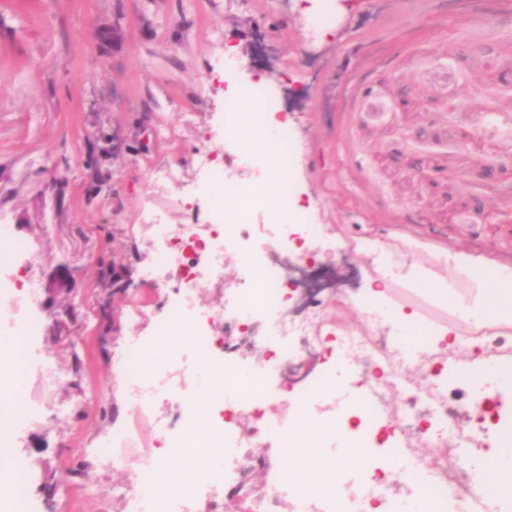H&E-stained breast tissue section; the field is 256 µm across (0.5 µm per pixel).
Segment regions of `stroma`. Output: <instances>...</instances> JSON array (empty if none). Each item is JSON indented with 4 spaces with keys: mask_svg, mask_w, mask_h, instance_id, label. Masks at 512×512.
Instances as JSON below:
<instances>
[{
    "mask_svg": "<svg viewBox=\"0 0 512 512\" xmlns=\"http://www.w3.org/2000/svg\"><path fill=\"white\" fill-rule=\"evenodd\" d=\"M319 3L310 17L301 0H0V218L35 243L41 285L57 267L70 273L69 290L37 307V345L67 376L16 387L17 405H39L15 447L34 471L25 494L37 512H71L64 490L72 512H98L85 489L111 484L81 450L134 420L110 357L132 313L156 305L139 273L151 259L141 211L189 221L182 182L224 109L223 90L198 83L223 45L240 49L236 80L278 90L302 140L299 197L350 247L314 266L348 276L321 292L328 312L345 302V322L369 330L353 291L373 277L368 241L444 277L460 263L512 272L500 216L512 186L486 171L512 163V0ZM162 126L170 135L156 138ZM159 161L176 179L154 189ZM114 266L128 271L127 292L104 279Z\"/></svg>",
    "mask_w": 512,
    "mask_h": 512,
    "instance_id": "35a3bbf8",
    "label": "stroma"
}]
</instances>
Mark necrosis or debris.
Wrapping results in <instances>:
<instances>
[{
  "label": "necrosis or debris",
  "instance_id": "necrosis-or-debris-1",
  "mask_svg": "<svg viewBox=\"0 0 512 512\" xmlns=\"http://www.w3.org/2000/svg\"><path fill=\"white\" fill-rule=\"evenodd\" d=\"M243 95L270 115L268 127L277 140H288V114L271 89L242 88L211 125L187 184L185 204L206 212V223L174 225L163 213L145 211L153 259L142 277L165 286L166 294L152 325L132 329L113 365L126 376L132 410L149 417L151 447L141 456L129 455L130 429L114 426L83 449L104 473L125 476L100 512H111L115 503L120 512H328L336 505L345 512H403L421 503L434 512H512L511 501L487 500L481 479V449L501 421L486 407L500 393L495 371L512 359V345L497 335L492 316H485L481 335L456 338L485 350L483 377L472 381L466 368L446 366L443 340L426 352L434 361L431 384L416 388L410 375L420 370L419 358L400 338L363 335L326 318L314 292L302 309L290 310L298 284L288 271L289 259L306 260L331 242L308 206L286 221L262 214L263 191L267 182L279 180L280 170L243 143L224 145V130L236 124L234 108ZM0 239L10 242L26 271L20 277L0 270V338L10 347V365L26 375L61 379V367L36 347L39 282L28 272L35 251L2 220ZM232 259L239 264L234 277L224 273ZM214 280L224 283V301L207 307L198 292ZM183 329L192 344L173 342ZM154 350L161 357L146 366ZM312 352L333 358L313 383L255 400L254 387ZM395 393L405 402L394 409ZM203 400L205 412L198 409ZM304 409L322 428L315 447L327 456L351 449L370 460L366 475L342 480L337 488L317 486L300 498L290 497L281 478L254 485L252 474L269 467L264 456L254 454V445L294 446L295 417ZM245 417L252 421L247 432L240 427ZM418 442L430 448L429 456L414 452ZM172 455L182 458L185 479L176 493H156V472ZM390 464L407 475L403 494H393L385 481Z\"/></svg>",
  "mask_w": 512,
  "mask_h": 512
}]
</instances>
